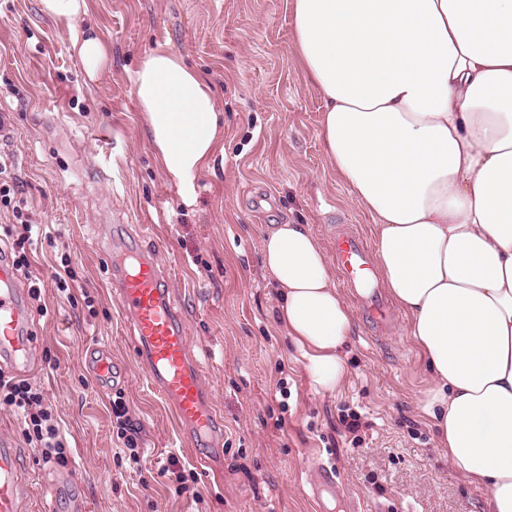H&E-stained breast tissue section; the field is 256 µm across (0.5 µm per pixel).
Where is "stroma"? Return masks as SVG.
<instances>
[{"label": "stroma", "mask_w": 512, "mask_h": 512, "mask_svg": "<svg viewBox=\"0 0 512 512\" xmlns=\"http://www.w3.org/2000/svg\"><path fill=\"white\" fill-rule=\"evenodd\" d=\"M87 24L112 50V70L87 80L70 36L37 0H0V109L16 135L13 161L35 223L32 271L44 282L29 304L35 370L60 423L68 463H47L20 416L0 409V438L19 448L27 512H485L487 493L460 479L420 408L425 362L394 309L372 342L362 311L345 349L350 367L333 395L317 392L275 319L277 300L260 260L270 224H308L324 244L353 225L374 226L331 170L320 137L323 99L294 50L291 0H87ZM167 49L197 68L224 114L223 152L185 206L141 123L131 76ZM162 239L173 306L184 320L224 435V481L209 482L182 446L177 422L150 388L107 273L117 240ZM70 265L66 293L54 275ZM93 347L122 363L120 390L85 366ZM123 399L139 429V461L122 453L110 402ZM365 415L359 447L338 433L345 410ZM176 459L185 479L167 470ZM335 489H315L319 467ZM69 477L57 498L44 484Z\"/></svg>", "instance_id": "35a3bbf8"}]
</instances>
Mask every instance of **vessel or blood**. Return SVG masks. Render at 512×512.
Listing matches in <instances>:
<instances>
[{"label": "vessel or blood", "instance_id": "1", "mask_svg": "<svg viewBox=\"0 0 512 512\" xmlns=\"http://www.w3.org/2000/svg\"><path fill=\"white\" fill-rule=\"evenodd\" d=\"M333 260L340 284L354 296L372 330H381L392 311L379 287L370 250L360 234L336 235ZM113 285L136 342L138 358L155 392L173 409L184 440L205 449L203 461L215 481L223 469L213 453L219 447V421L208 387L189 350L181 316L169 298L171 272L159 252L138 244L118 242L110 256ZM31 316L8 253L0 252V360L14 370L27 371L34 362ZM86 363L101 386H109L123 368L103 349L90 351ZM28 489L17 476V451L0 441V512H23Z\"/></svg>", "mask_w": 512, "mask_h": 512}]
</instances>
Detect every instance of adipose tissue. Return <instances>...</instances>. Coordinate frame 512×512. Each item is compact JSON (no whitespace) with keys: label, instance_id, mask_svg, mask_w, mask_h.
<instances>
[{"label":"adipose tissue","instance_id":"obj_1","mask_svg":"<svg viewBox=\"0 0 512 512\" xmlns=\"http://www.w3.org/2000/svg\"><path fill=\"white\" fill-rule=\"evenodd\" d=\"M89 80L112 53L79 30L87 0H38ZM294 48L323 102L331 168L375 228L386 288L428 368L423 410L452 468L512 512V0H292ZM144 130L184 205L224 128L177 53L132 76ZM261 258L311 384L335 393L353 313L307 224H271Z\"/></svg>","mask_w":512,"mask_h":512}]
</instances>
